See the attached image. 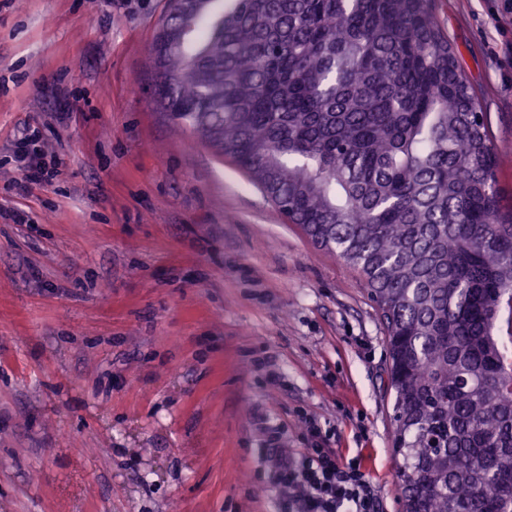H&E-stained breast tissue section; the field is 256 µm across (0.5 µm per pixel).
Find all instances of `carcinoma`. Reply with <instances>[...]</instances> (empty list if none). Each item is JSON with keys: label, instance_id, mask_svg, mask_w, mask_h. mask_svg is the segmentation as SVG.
<instances>
[{"label": "carcinoma", "instance_id": "carcinoma-1", "mask_svg": "<svg viewBox=\"0 0 512 512\" xmlns=\"http://www.w3.org/2000/svg\"><path fill=\"white\" fill-rule=\"evenodd\" d=\"M163 109L363 276L406 512H512V215L434 0H196Z\"/></svg>", "mask_w": 512, "mask_h": 512}]
</instances>
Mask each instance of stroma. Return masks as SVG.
<instances>
[{"instance_id":"35a3bbf8","label":"stroma","mask_w":512,"mask_h":512,"mask_svg":"<svg viewBox=\"0 0 512 512\" xmlns=\"http://www.w3.org/2000/svg\"><path fill=\"white\" fill-rule=\"evenodd\" d=\"M512 0H435L512 202ZM167 0H0V512H279L268 415L401 512L389 351L359 274L150 94ZM69 113L67 124L55 115ZM35 130L56 177L26 195ZM14 161L21 177L12 181L10 189L19 195L28 192L32 184L50 181L54 176V171L48 169L44 159L47 156V150L44 143L33 134H24L14 145Z\"/></svg>"}]
</instances>
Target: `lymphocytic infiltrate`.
<instances>
[{
	"instance_id": "1",
	"label": "lymphocytic infiltrate",
	"mask_w": 512,
	"mask_h": 512,
	"mask_svg": "<svg viewBox=\"0 0 512 512\" xmlns=\"http://www.w3.org/2000/svg\"><path fill=\"white\" fill-rule=\"evenodd\" d=\"M21 176L10 188L26 194L31 185L51 180L53 170L44 159V143L35 135L24 134L13 150ZM308 445L296 455L281 451V435L268 429L265 456L273 485L282 494L280 512H379V504L359 464L339 457L329 448L326 432L318 424L307 427Z\"/></svg>"
}]
</instances>
